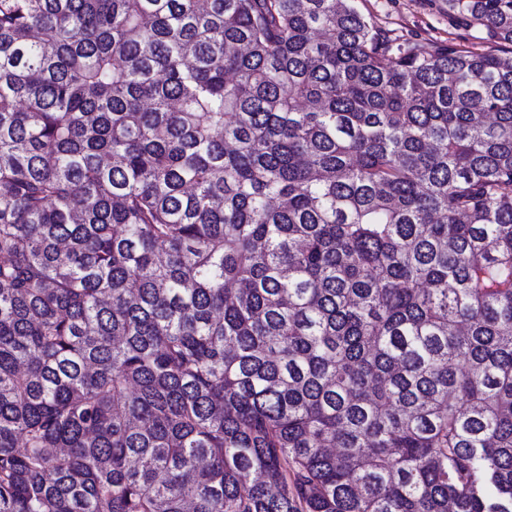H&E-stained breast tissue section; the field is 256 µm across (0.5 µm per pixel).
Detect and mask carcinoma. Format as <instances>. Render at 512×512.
Here are the masks:
<instances>
[{
  "label": "carcinoma",
  "mask_w": 512,
  "mask_h": 512,
  "mask_svg": "<svg viewBox=\"0 0 512 512\" xmlns=\"http://www.w3.org/2000/svg\"><path fill=\"white\" fill-rule=\"evenodd\" d=\"M0 512H512V61L0 0Z\"/></svg>",
  "instance_id": "carcinoma-1"
}]
</instances>
